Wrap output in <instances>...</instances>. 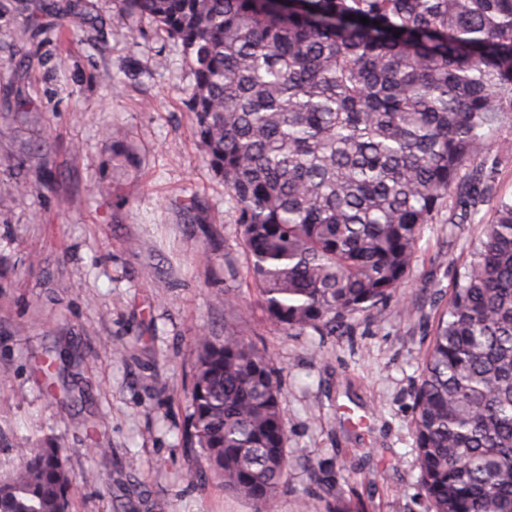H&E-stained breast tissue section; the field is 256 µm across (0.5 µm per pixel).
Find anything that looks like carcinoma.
I'll list each match as a JSON object with an SVG mask.
<instances>
[{"instance_id":"carcinoma-1","label":"carcinoma","mask_w":512,"mask_h":512,"mask_svg":"<svg viewBox=\"0 0 512 512\" xmlns=\"http://www.w3.org/2000/svg\"><path fill=\"white\" fill-rule=\"evenodd\" d=\"M119 15L180 47L201 160L287 332L334 331L395 294L422 226L512 112V0H119ZM195 354L189 446L274 512L288 430L267 351L226 322ZM414 431L433 512H512V201L439 319ZM26 443L0 512H67L63 449Z\"/></svg>"}]
</instances>
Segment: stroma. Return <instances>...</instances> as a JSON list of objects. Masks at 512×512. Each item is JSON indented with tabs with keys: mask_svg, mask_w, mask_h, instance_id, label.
I'll use <instances>...</instances> for the list:
<instances>
[{
	"mask_svg": "<svg viewBox=\"0 0 512 512\" xmlns=\"http://www.w3.org/2000/svg\"><path fill=\"white\" fill-rule=\"evenodd\" d=\"M138 27L129 33L113 0H81L65 29L51 0H0V192L13 197L0 210V475L29 436L64 448L77 477L69 512H255L213 475L185 479L201 466L184 436L194 342L237 318L285 396L290 467L275 512H332L340 495L364 512H432L414 395L473 243L512 200V112L423 226L396 294L335 332L297 336L257 300L236 214L179 92L188 67L151 22ZM104 71L114 85L97 82ZM111 128L122 138L107 139ZM100 181L111 195L94 193ZM50 356L51 383L40 370Z\"/></svg>",
	"mask_w": 512,
	"mask_h": 512,
	"instance_id": "35a3bbf8",
	"label": "stroma"
}]
</instances>
